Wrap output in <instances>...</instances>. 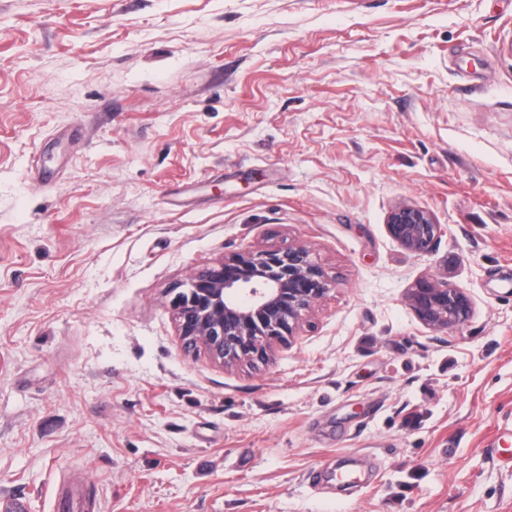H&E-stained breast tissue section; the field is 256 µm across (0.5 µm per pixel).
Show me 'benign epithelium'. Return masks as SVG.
<instances>
[{
    "label": "benign epithelium",
    "mask_w": 512,
    "mask_h": 512,
    "mask_svg": "<svg viewBox=\"0 0 512 512\" xmlns=\"http://www.w3.org/2000/svg\"><path fill=\"white\" fill-rule=\"evenodd\" d=\"M386 230L406 250L425 253L441 225L430 211L402 203L389 212ZM331 285L304 245L228 255L174 287L172 308L182 347L202 348L226 368L257 369L269 363L276 345L295 335ZM407 301L416 318L435 330L457 329L473 314L467 292L446 281L418 282Z\"/></svg>",
    "instance_id": "obj_1"
}]
</instances>
